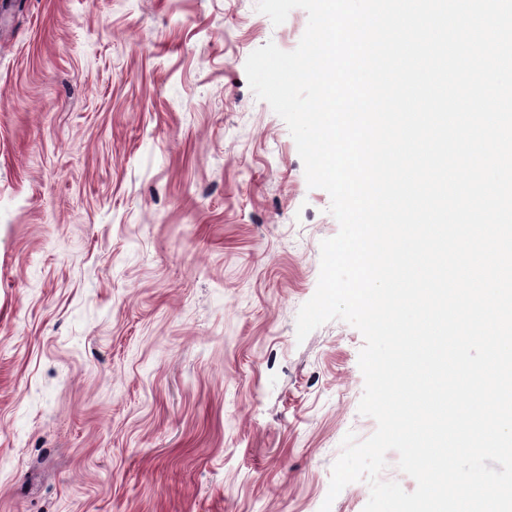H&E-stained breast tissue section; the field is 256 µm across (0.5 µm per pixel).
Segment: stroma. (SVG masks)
Masks as SVG:
<instances>
[{"mask_svg": "<svg viewBox=\"0 0 512 512\" xmlns=\"http://www.w3.org/2000/svg\"><path fill=\"white\" fill-rule=\"evenodd\" d=\"M257 0H0V512H319L363 335L296 338L339 224L249 86Z\"/></svg>", "mask_w": 512, "mask_h": 512, "instance_id": "obj_1", "label": "stroma"}]
</instances>
